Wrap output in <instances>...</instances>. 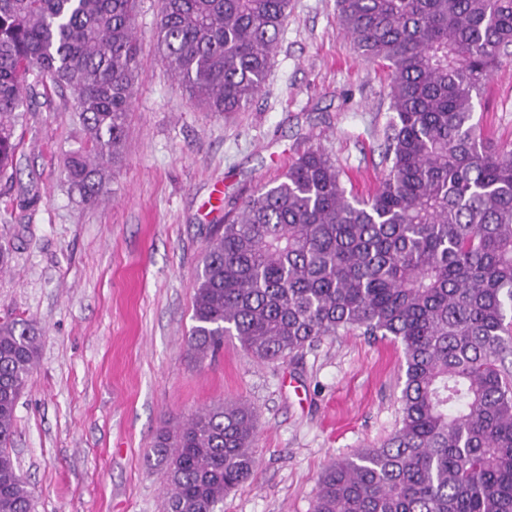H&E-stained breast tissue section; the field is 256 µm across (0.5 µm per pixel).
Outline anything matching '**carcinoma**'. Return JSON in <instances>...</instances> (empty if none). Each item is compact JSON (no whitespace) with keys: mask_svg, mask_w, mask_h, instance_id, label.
Returning <instances> with one entry per match:
<instances>
[{"mask_svg":"<svg viewBox=\"0 0 512 512\" xmlns=\"http://www.w3.org/2000/svg\"><path fill=\"white\" fill-rule=\"evenodd\" d=\"M137 0H0V179L37 85L69 91L84 131L65 154L81 202L107 194L142 79ZM291 0H161L154 38L206 112L265 89ZM339 28L389 71L387 173L367 195L312 150L207 244L192 284L189 351L235 337L257 362L361 330L401 344V422L378 448L331 462L314 512H512V142L474 121L475 98L512 61V0H337ZM41 334L0 320V512H32L12 446ZM254 409L218 403L162 429L163 512H216L258 466Z\"/></svg>","mask_w":512,"mask_h":512,"instance_id":"carcinoma-1","label":"carcinoma"}]
</instances>
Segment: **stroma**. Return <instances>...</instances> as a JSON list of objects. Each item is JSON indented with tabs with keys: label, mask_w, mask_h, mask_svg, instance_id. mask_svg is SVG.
Returning <instances> with one entry per match:
<instances>
[{
	"label": "stroma",
	"mask_w": 512,
	"mask_h": 512,
	"mask_svg": "<svg viewBox=\"0 0 512 512\" xmlns=\"http://www.w3.org/2000/svg\"><path fill=\"white\" fill-rule=\"evenodd\" d=\"M159 9L139 0L143 77L98 205L78 204L62 183L63 155L82 142L69 92L39 94L16 130L17 174L0 181V319L34 321L42 337L14 453L34 512H163L159 431L241 401L256 413L259 465L223 512H312L327 464L395 432L400 343L353 330L258 363L228 338L199 361L187 349L192 283L225 215L307 151L328 153L360 192L378 186L387 71L354 51L336 0H291L262 95L240 112H206L156 51ZM475 118L512 141V63Z\"/></svg>",
	"instance_id": "obj_1"
}]
</instances>
